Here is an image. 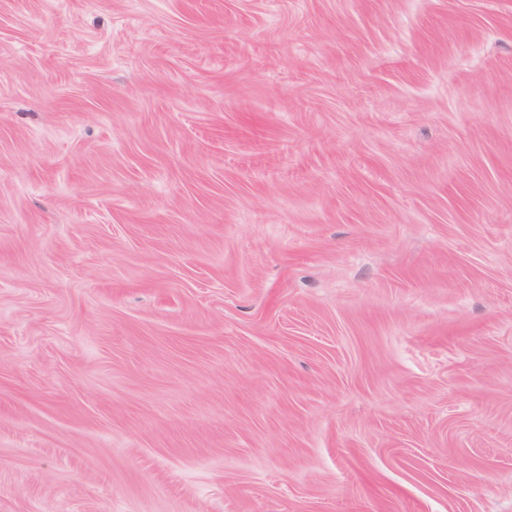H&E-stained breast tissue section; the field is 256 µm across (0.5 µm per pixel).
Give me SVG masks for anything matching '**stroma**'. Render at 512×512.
Returning <instances> with one entry per match:
<instances>
[{
	"mask_svg": "<svg viewBox=\"0 0 512 512\" xmlns=\"http://www.w3.org/2000/svg\"><path fill=\"white\" fill-rule=\"evenodd\" d=\"M0 512H512V0H0Z\"/></svg>",
	"mask_w": 512,
	"mask_h": 512,
	"instance_id": "35a3bbf8",
	"label": "stroma"
}]
</instances>
